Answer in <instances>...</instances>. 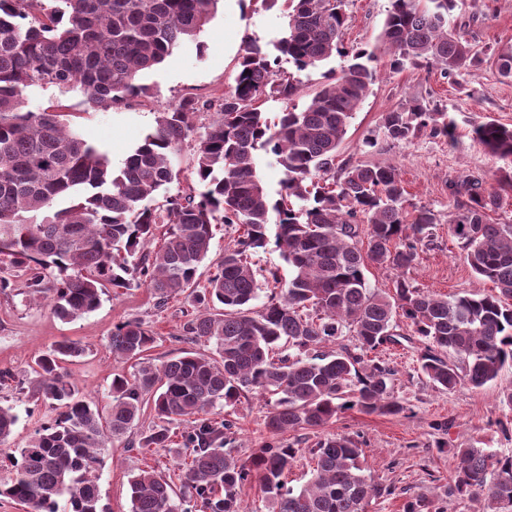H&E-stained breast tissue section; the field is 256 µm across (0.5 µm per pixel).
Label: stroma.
<instances>
[{
	"mask_svg": "<svg viewBox=\"0 0 512 512\" xmlns=\"http://www.w3.org/2000/svg\"><path fill=\"white\" fill-rule=\"evenodd\" d=\"M457 3L450 26L467 27L484 49V56L449 78L425 66L408 64L394 70L387 58H380L379 77L338 149L336 162L340 165L396 168L410 202L430 208L441 217L440 224L432 229L433 246L422 249L410 271L370 266V287L387 293L401 278L445 296L492 293V283L471 271L464 249L443 222L452 209L449 182L470 176L497 187L500 206L490 212L489 220L512 224V188L501 184L505 174H512V159L490 153L472 133L475 124L488 118L512 127V79L499 74L489 55L490 49L512 44V0ZM389 7L390 0H346V47L375 46ZM287 24L288 18L280 10H265L250 0H219L213 18L197 39L183 42L162 64L140 75V83L151 89L148 101L129 109L104 110L86 104L79 92L63 95L47 88L28 91L26 107L38 111L50 101L61 100L68 107L73 126L104 152L117 170L153 129L158 106L186 94L206 98L230 90L245 41L253 39L272 48ZM415 100L447 112L456 127L454 140L434 137L426 131L401 143L386 137L384 114ZM1 276L8 278L11 286L0 291V372L12 373L14 380L0 385V403L13 405L19 416L9 447H24L35 428L54 416L48 406L34 404L19 394L16 383L28 377L35 359L56 342L69 339L84 347V355L67 363L65 370L102 409L109 404L113 374L132 371L130 363L113 358L109 351L116 324L138 320L151 329L156 342L150 356L158 362L190 348L177 339L176 333L198 311L191 296L182 294L162 305L149 288L110 287L95 311L65 322L52 313L46 301L28 293L22 269L9 258L0 257ZM394 332L396 343L386 346L380 357L396 372L394 394L406 406V414L393 417L352 409L339 414L327 430L309 428L282 434V442L294 443L298 450L286 476L288 486L298 489L306 484L312 466L310 451L327 432L362 442L366 466L379 482L393 488L392 496L372 501L368 512H403L404 504L414 498L424 501L422 512L446 505L444 489L457 464L454 449L474 446L500 455L512 454V409L500 402L503 389L512 386V366H505L496 380L483 387L442 391L421 371V344L413 338L411 322L396 317ZM272 405L269 397L251 394L232 408L237 422L233 453L239 459L248 460L257 448L271 441L265 417ZM443 442L448 443V450H440ZM185 461V456L173 452L131 450L121 440L110 443L102 450L97 465L105 512H130L128 480L139 468L149 465L170 475Z\"/></svg>",
	"mask_w": 512,
	"mask_h": 512,
	"instance_id": "1",
	"label": "stroma"
}]
</instances>
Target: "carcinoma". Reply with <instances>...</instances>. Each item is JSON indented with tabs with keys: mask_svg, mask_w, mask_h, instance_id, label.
<instances>
[{
	"mask_svg": "<svg viewBox=\"0 0 512 512\" xmlns=\"http://www.w3.org/2000/svg\"><path fill=\"white\" fill-rule=\"evenodd\" d=\"M219 0H0V254L27 272L29 292L49 302L63 321H74L101 303L105 284L140 283L160 303L187 291L210 251L213 225L236 224L243 233L224 250L208 280L212 309L180 325L177 338L215 346L216 354L183 352L160 363L147 357L153 332L137 320L112 330L109 350L134 361L132 375L117 373L102 413L79 396L64 371L66 358L83 354L64 340L35 360L33 378L20 391L55 411L23 448H5L18 422L0 404V456L10 477L0 496L30 512H104L95 476L109 439L126 447L172 450L173 426L183 425L182 450L190 462L180 490L153 468L129 480L130 512H243L239 491L252 477L277 505L276 512H366L372 500L393 494L361 462V443L326 434L312 454L316 468L298 491L283 476L298 449L270 442L245 462L226 447L235 423L211 418L249 394L277 396L266 416L270 433L324 428L356 408L397 416L394 370L370 357L394 341L397 312L411 320L423 342L421 370L436 388H481L512 363V224H492L488 211L499 194L476 178L449 184L457 213L448 232L466 251L472 272L491 281L496 294L438 297L402 278L395 294L369 287L371 264L411 268L430 244L440 216L410 206L393 167L336 168L340 143L377 79L374 62L390 67L432 66L448 77L474 64L472 39L448 25L456 0H390L379 44L344 47L345 0H261L282 4L288 25L278 55L246 41L235 84L218 96H183L158 110L155 126L113 171L106 154L73 128L66 106L25 108L30 88L78 91L101 109H122L151 94L138 82L174 48L197 36ZM346 58L303 107L293 104L300 80L281 69H315ZM498 72L512 77V45L493 54ZM281 101L277 120L265 104ZM214 114L194 154L195 182L156 203L159 191L178 179L176 158L193 131V117ZM388 139L406 142L427 130L454 138L446 112L419 101L383 117ZM474 138L501 158H512V128L494 119L473 126ZM276 156L284 171L274 199L256 169L259 152ZM276 215L275 242L291 269L284 281L274 270L266 283L277 293L255 311L258 296L251 254L267 245ZM166 224L158 250L149 246ZM367 245H362L361 236ZM67 275L50 285L44 271ZM349 332L352 345L331 354L323 344ZM156 422L137 428L144 407ZM458 465L446 494L484 502V512H512V456L484 448H456Z\"/></svg>",
	"mask_w": 512,
	"mask_h": 512,
	"instance_id": "carcinoma-1",
	"label": "carcinoma"
}]
</instances>
